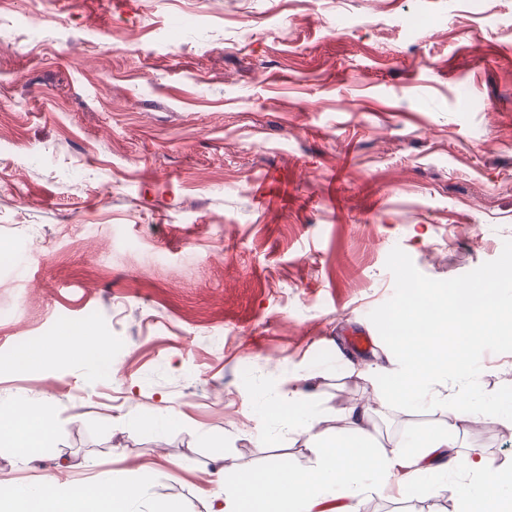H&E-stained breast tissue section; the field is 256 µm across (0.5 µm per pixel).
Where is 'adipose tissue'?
Segmentation results:
<instances>
[{"instance_id":"ef3b65f1","label":"adipose tissue","mask_w":512,"mask_h":512,"mask_svg":"<svg viewBox=\"0 0 512 512\" xmlns=\"http://www.w3.org/2000/svg\"><path fill=\"white\" fill-rule=\"evenodd\" d=\"M496 287L479 290L471 283L442 295L421 287V301H410L393 316L399 327L398 358L402 374L393 390L404 405L442 403L448 417L438 429L415 433L404 440V452L377 453L373 444L375 409L359 401L337 409L347 437L323 435L309 418L308 394L296 388L284 423L289 435L305 439L318 456L315 470L282 464L269 470H245L218 483L213 498L223 512H324L336 500L335 512H360L366 493L408 499L417 480L428 475L445 489L462 488L461 512H512V487L504 488L493 463L479 451L458 450L462 424L498 416L512 430V411L480 404L466 393H449V380L462 377L483 340L479 324L490 308L503 303L501 287L512 284V265L501 264L492 274ZM47 409L16 406L0 411V445L27 459L39 453L51 428ZM134 488L113 480L90 482L46 492L34 486L0 485V512H134Z\"/></svg>"}]
</instances>
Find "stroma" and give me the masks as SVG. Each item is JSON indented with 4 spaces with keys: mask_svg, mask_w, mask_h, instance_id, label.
<instances>
[{
    "mask_svg": "<svg viewBox=\"0 0 512 512\" xmlns=\"http://www.w3.org/2000/svg\"><path fill=\"white\" fill-rule=\"evenodd\" d=\"M34 7L0 32V252L40 245L0 270V361L64 325L108 354L0 373V409L54 420L31 461L0 446V481L120 473L137 512H209L218 476L315 468L270 402L294 385L329 435L375 392L379 445L444 420L391 394L389 317L402 275L448 292L512 248V0H110L105 25L97 0ZM496 325L449 391L512 401ZM461 444L512 467L495 419ZM459 507L424 481L363 503Z\"/></svg>",
    "mask_w": 512,
    "mask_h": 512,
    "instance_id": "1",
    "label": "stroma"
}]
</instances>
